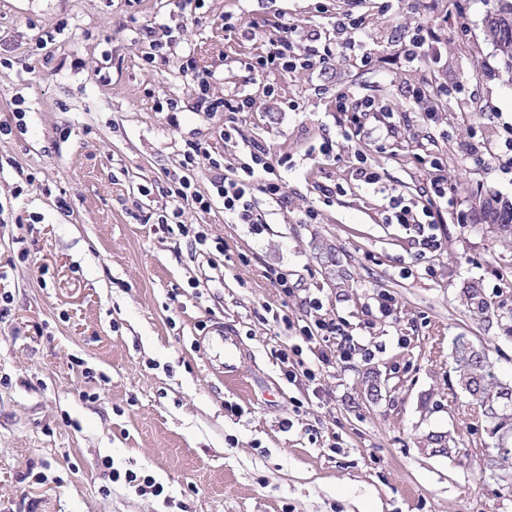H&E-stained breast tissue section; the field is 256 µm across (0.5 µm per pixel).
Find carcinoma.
Masks as SVG:
<instances>
[{"label": "carcinoma", "mask_w": 512, "mask_h": 512, "mask_svg": "<svg viewBox=\"0 0 512 512\" xmlns=\"http://www.w3.org/2000/svg\"><path fill=\"white\" fill-rule=\"evenodd\" d=\"M485 34L499 52L512 83V0H495L485 17ZM472 217L501 241L512 243V202L493 193L481 195ZM461 301L472 320L488 328L496 323L512 335V310L496 313L479 284L463 288ZM451 358L458 385L477 406L487 434L499 450L483 460V471L512 488V383L496 378L488 354L468 336L455 338Z\"/></svg>", "instance_id": "carcinoma-1"}]
</instances>
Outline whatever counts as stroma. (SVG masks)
I'll list each match as a JSON object with an SVG mask.
<instances>
[{"label":"stroma","instance_id":"1","mask_svg":"<svg viewBox=\"0 0 512 512\" xmlns=\"http://www.w3.org/2000/svg\"><path fill=\"white\" fill-rule=\"evenodd\" d=\"M317 2L0 0V512H512V488L481 472L493 442L449 364L469 336L512 381V339L460 302L477 281L512 309V248L471 214L487 193L512 201V154L498 150L512 83L484 32L494 0H393L385 15L380 0H329L324 14ZM350 15L366 22L371 66L343 50L322 68L252 70L280 24L332 37ZM158 22L174 41L150 65ZM419 29L435 34L431 56L410 63ZM190 59L215 94L251 95L238 140L222 139L223 113L194 110ZM415 86L448 93L428 105ZM343 92L388 104L395 136L343 137ZM172 96L180 111L158 110ZM189 140L228 169L251 141L287 156V207L260 203L259 232L229 223L204 162L191 177L213 203L183 221L206 246L159 228ZM423 152L454 198L434 210L431 251L385 221L390 195L425 205ZM363 160L388 195L357 180ZM311 206L319 218L303 223ZM269 267L288 271L291 295ZM323 318L350 348L328 364L300 332ZM218 326L241 347L231 379L204 342ZM299 361L315 381L288 382ZM432 434L456 452L428 447ZM105 459L161 493L111 481Z\"/></svg>","mask_w":512,"mask_h":512}]
</instances>
